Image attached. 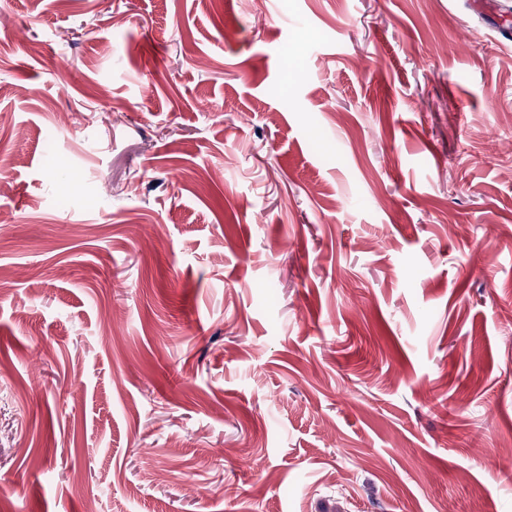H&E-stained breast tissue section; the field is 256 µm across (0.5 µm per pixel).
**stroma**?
Instances as JSON below:
<instances>
[{"label":"stroma","instance_id":"stroma-1","mask_svg":"<svg viewBox=\"0 0 512 512\" xmlns=\"http://www.w3.org/2000/svg\"><path fill=\"white\" fill-rule=\"evenodd\" d=\"M512 0H0V512H512Z\"/></svg>","mask_w":512,"mask_h":512}]
</instances>
